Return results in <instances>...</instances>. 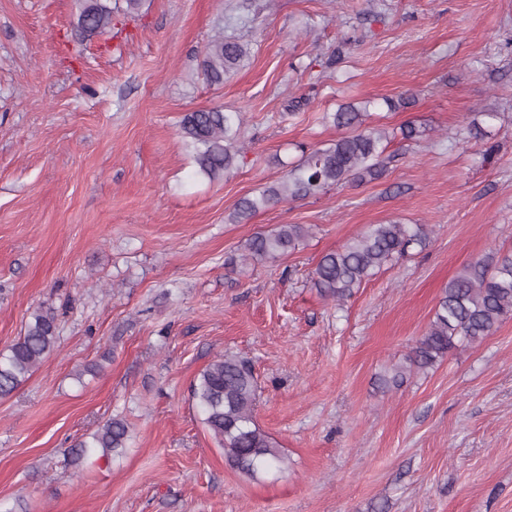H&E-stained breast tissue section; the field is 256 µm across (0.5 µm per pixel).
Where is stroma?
I'll use <instances>...</instances> for the list:
<instances>
[{
  "label": "stroma",
  "instance_id": "obj_1",
  "mask_svg": "<svg viewBox=\"0 0 512 512\" xmlns=\"http://www.w3.org/2000/svg\"><path fill=\"white\" fill-rule=\"evenodd\" d=\"M110 4L111 29L81 41L77 0H0V352L38 309L59 328L0 397V512H512V316L380 383L463 267L512 252V0ZM219 30L251 54L211 85ZM364 101L389 133L381 177L235 220L339 137L324 113ZM210 108L243 116L215 181L178 134ZM487 110L488 137L455 142ZM390 221L425 225V248L321 297L320 258ZM283 224L308 230L294 252L226 267ZM226 353L254 367L283 472L229 466L190 398ZM115 417L124 453L75 461Z\"/></svg>",
  "mask_w": 512,
  "mask_h": 512
}]
</instances>
